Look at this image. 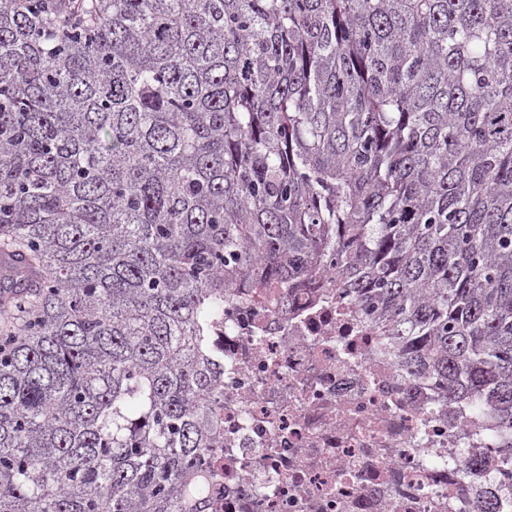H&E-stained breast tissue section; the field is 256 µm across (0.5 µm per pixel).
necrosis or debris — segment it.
<instances>
[{
  "instance_id": "necrosis-or-debris-1",
  "label": "necrosis or debris",
  "mask_w": 512,
  "mask_h": 512,
  "mask_svg": "<svg viewBox=\"0 0 512 512\" xmlns=\"http://www.w3.org/2000/svg\"><path fill=\"white\" fill-rule=\"evenodd\" d=\"M213 322L211 512H512L495 416L413 375L336 256L308 277L231 289ZM468 457L484 470H464Z\"/></svg>"
}]
</instances>
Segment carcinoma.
<instances>
[{
  "mask_svg": "<svg viewBox=\"0 0 512 512\" xmlns=\"http://www.w3.org/2000/svg\"><path fill=\"white\" fill-rule=\"evenodd\" d=\"M329 250L512 459V0H0V512H207L208 322Z\"/></svg>",
  "mask_w": 512,
  "mask_h": 512,
  "instance_id": "cac0c4a2",
  "label": "carcinoma"
}]
</instances>
